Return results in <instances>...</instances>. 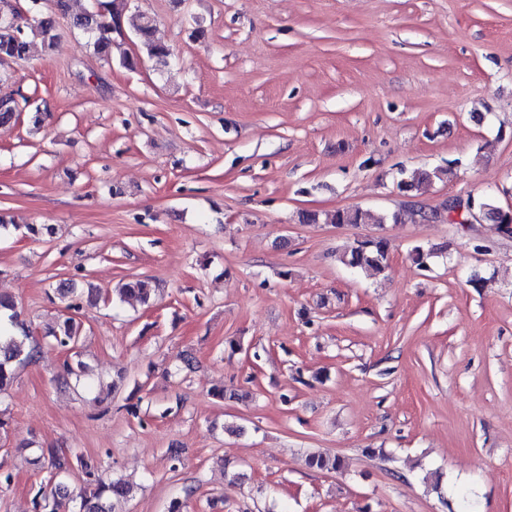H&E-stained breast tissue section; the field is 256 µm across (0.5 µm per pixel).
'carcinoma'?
Returning a JSON list of instances; mask_svg holds the SVG:
<instances>
[{"label":"carcinoma","instance_id":"carcinoma-1","mask_svg":"<svg viewBox=\"0 0 512 512\" xmlns=\"http://www.w3.org/2000/svg\"><path fill=\"white\" fill-rule=\"evenodd\" d=\"M33 8L35 18L31 20L0 21V60L21 63L29 60L38 52H46L55 44L59 32V16L67 14L66 0H51L52 6H43V0H27ZM114 0H94L92 8L70 17V26L83 32L93 51L106 62L112 61V5ZM155 20L147 15H140L135 26L133 43L137 47L135 54H123L120 63L127 69H134L140 62V54L150 58L164 60L170 56L169 48L157 41L154 36ZM405 185L411 191L419 192L428 185L437 173L414 170L403 173ZM473 213L496 225L501 232L505 226L512 225L508 214L499 210L495 199L485 195L474 200ZM385 215L376 214L362 208L338 210L330 215L332 224H382ZM341 262L352 269L370 268L378 273L388 269V242L382 237L361 240L344 254ZM57 293L68 300L66 309L71 314L57 321L48 328L47 335L53 337L55 344L69 353L62 366L59 377L60 386L67 387L70 382L80 383L86 375L87 366L78 359V347L81 341L80 324L74 317L78 304L77 288L70 283H61L56 287ZM154 288L148 279H137L123 284L116 289L119 300L135 298L146 303L151 298ZM39 354L37 345L27 323L16 311V302L8 294L0 293V395L8 393L15 380V368L29 364ZM47 467L58 482L50 487L40 486L34 496L35 508L40 512H119L117 505L127 502L132 497L133 486L122 478L108 482L94 478L92 467L81 462L87 478L93 479L92 491L70 489L60 477L72 470L70 457L47 449L43 457ZM308 467L320 471H336L342 466V459L337 455L311 453L306 458Z\"/></svg>","mask_w":512,"mask_h":512}]
</instances>
